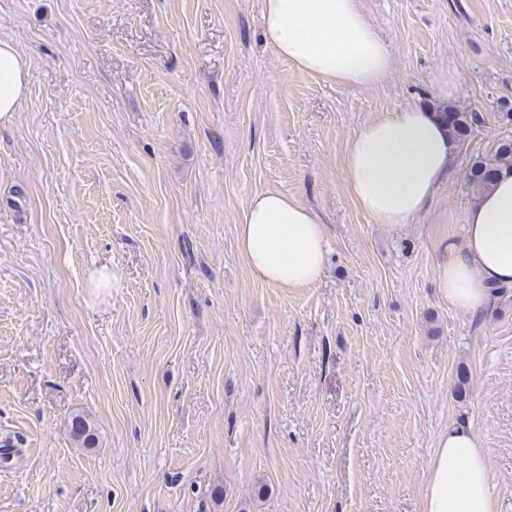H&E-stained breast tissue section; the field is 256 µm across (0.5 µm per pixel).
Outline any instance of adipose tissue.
I'll return each mask as SVG.
<instances>
[{"label":"adipose tissue","mask_w":512,"mask_h":512,"mask_svg":"<svg viewBox=\"0 0 512 512\" xmlns=\"http://www.w3.org/2000/svg\"><path fill=\"white\" fill-rule=\"evenodd\" d=\"M263 38L279 57L343 87L379 84L391 54L360 0H264ZM29 82V64L0 38V122L10 120ZM455 145L433 111L411 106L382 113L350 140L345 180L357 207L376 223L415 221L447 181ZM238 251L252 275L277 288L320 279L328 242L316 213L282 192L251 199L236 226ZM437 269L450 306L476 312L497 284L512 285V173L501 172L469 207L461 243ZM424 512H498L487 455L467 428L453 426L429 462Z\"/></svg>","instance_id":"adipose-tissue-1"}]
</instances>
